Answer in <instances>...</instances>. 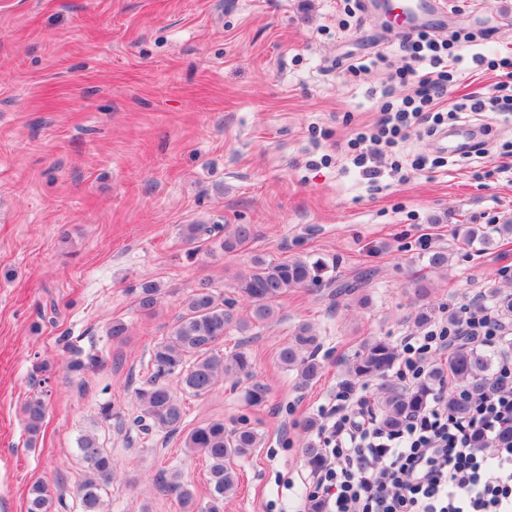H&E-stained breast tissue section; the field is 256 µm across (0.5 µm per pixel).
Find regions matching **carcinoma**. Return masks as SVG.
<instances>
[{
    "mask_svg": "<svg viewBox=\"0 0 512 512\" xmlns=\"http://www.w3.org/2000/svg\"><path fill=\"white\" fill-rule=\"evenodd\" d=\"M215 228L203 224H186L182 237L191 247ZM252 235L249 224L235 225L220 242L226 252H233ZM461 236L469 243L479 242L484 248L495 246L496 238L512 237V223L499 224L488 232L475 225H463ZM328 269L322 260L273 261L256 257L250 268L236 281L237 292L249 303V316L234 318L224 308V300L216 297L210 287L201 285L187 296L182 312L177 316L169 333L155 344L151 355L152 374L136 388V399L142 407L143 433L162 432L167 436L186 432L184 447L205 458L208 463V485L211 501L207 512H220L224 499L234 495L238 487L233 462L252 454L258 445V434L244 422L227 428L222 420L185 430V410L173 391L164 383L170 375L179 377L180 386L187 394L199 397L210 393L221 379L239 383L248 380L244 389L248 403L258 406L266 401L267 388L254 379L249 353L238 348L223 353L218 345L230 329L244 335L257 324L275 319L280 299L290 288H320ZM158 300V288L153 284L141 285L137 302L143 311L152 310ZM481 311L492 310L500 323L512 322V283L496 287L482 296L478 303ZM318 336L309 323L297 325L288 344L278 353L281 366L296 372L300 386L305 387L320 374L322 365L317 358ZM399 358L397 349L389 342L374 339L366 342L361 351L346 363L347 384L365 383L378 379L372 400V413L378 424L389 430L401 427L405 419L428 406L436 389L445 384L460 386L476 396L482 394L495 380L493 356L479 349L465 336H456L448 347V357L439 359L411 387L399 379L390 378V372ZM448 412L465 416L471 411V401L453 391L444 393ZM27 430L34 434L45 416V402L34 397L23 407ZM80 452L88 477L79 485L77 496L82 512H100L101 493L112 475V461L99 446L97 439L86 436L80 440ZM310 467L322 464L323 451L315 442L308 441L303 448ZM162 488L174 496L183 512H192L193 494L172 473L163 481ZM53 496L43 484L33 485L28 493L26 512H53Z\"/></svg>",
    "mask_w": 512,
    "mask_h": 512,
    "instance_id": "obj_1",
    "label": "carcinoma"
}]
</instances>
